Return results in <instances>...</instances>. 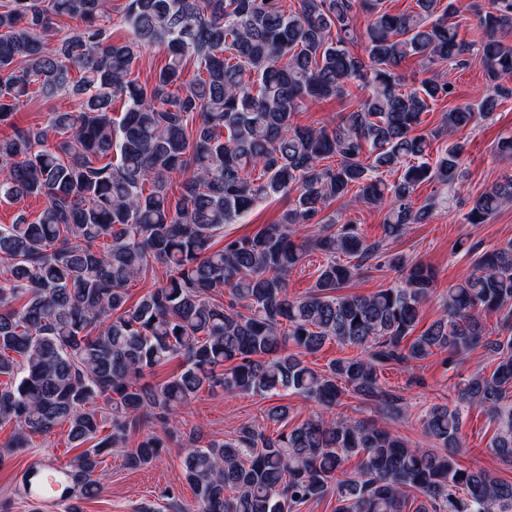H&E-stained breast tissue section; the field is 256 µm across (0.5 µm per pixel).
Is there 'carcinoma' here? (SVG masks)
Instances as JSON below:
<instances>
[{"mask_svg": "<svg viewBox=\"0 0 512 512\" xmlns=\"http://www.w3.org/2000/svg\"><path fill=\"white\" fill-rule=\"evenodd\" d=\"M107 2L0 0V126L13 127L0 137V201L45 200L35 220L0 224V270L9 274L0 285V377L8 378L0 422L15 424L9 453L62 423L73 447L94 442L64 477L29 469L27 494L55 482L66 512H83L80 502L99 491L102 457L116 452L130 469L152 462L163 441L147 435L129 449L128 432L180 414L207 388L291 392L323 412L274 437L250 422L223 441L190 435L183 471L195 512H298L330 495L336 512H405L415 495V512H512V482L456 460L475 407L498 425L490 448L512 463V241L493 250L469 244L473 270L415 336L431 267L325 214L351 195L385 211L386 240L427 223L437 201L417 203L416 188L452 187L464 152L455 141L431 163L433 141L512 97L502 84L512 77V41L504 40L512 0L468 4L485 33L479 43L459 39L460 0H415L399 14L366 0L372 19L362 34L356 0H294L288 10L283 0H125L119 22L131 37L121 43L99 22ZM57 17L83 27L62 35ZM360 41L362 55L351 50ZM156 43L166 62L148 87L131 77L132 64ZM415 55L431 65L478 61L486 92L448 109L439 128L418 130L421 115L453 90L436 76L405 89L395 69ZM355 90L358 105L340 120L295 123L306 103ZM35 94L72 96L79 108L15 127L12 117ZM118 100L124 110L114 118ZM391 172L399 178H382ZM185 173L174 199L173 176ZM270 197L287 200L279 222L224 237V225ZM508 205L512 174L479 195L464 220L485 224ZM311 251L325 263L311 291L291 297L288 275ZM155 263L165 277L129 304V284ZM383 264L401 273L394 285L339 293ZM490 313L507 336L491 338ZM331 341L357 354L312 369L305 357ZM476 349L493 357L492 372L473 374L453 406L433 404L420 419L436 449L337 413L352 394L398 417L402 398L382 387L384 366L438 353L451 363ZM175 358L180 372L141 383ZM106 422L112 430L100 440Z\"/></svg>", "mask_w": 512, "mask_h": 512, "instance_id": "1", "label": "carcinoma"}]
</instances>
